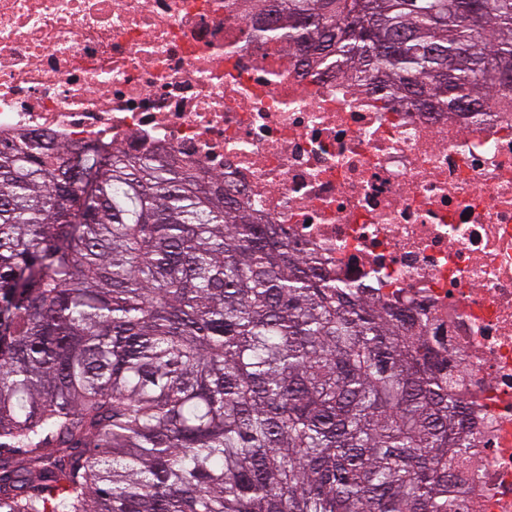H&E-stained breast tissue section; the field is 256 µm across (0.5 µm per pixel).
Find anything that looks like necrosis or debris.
<instances>
[{"label":"necrosis or debris","mask_w":512,"mask_h":512,"mask_svg":"<svg viewBox=\"0 0 512 512\" xmlns=\"http://www.w3.org/2000/svg\"><path fill=\"white\" fill-rule=\"evenodd\" d=\"M224 0H0V139L244 187L333 278L425 320L475 411L458 512H512V104L383 107Z\"/></svg>","instance_id":"4bbe7bcc"}]
</instances>
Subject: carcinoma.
<instances>
[{"label": "carcinoma", "instance_id": "cac0c4a2", "mask_svg": "<svg viewBox=\"0 0 512 512\" xmlns=\"http://www.w3.org/2000/svg\"><path fill=\"white\" fill-rule=\"evenodd\" d=\"M248 2L420 112L512 94V0ZM447 364L220 177L0 141V512H454Z\"/></svg>", "mask_w": 512, "mask_h": 512}]
</instances>
